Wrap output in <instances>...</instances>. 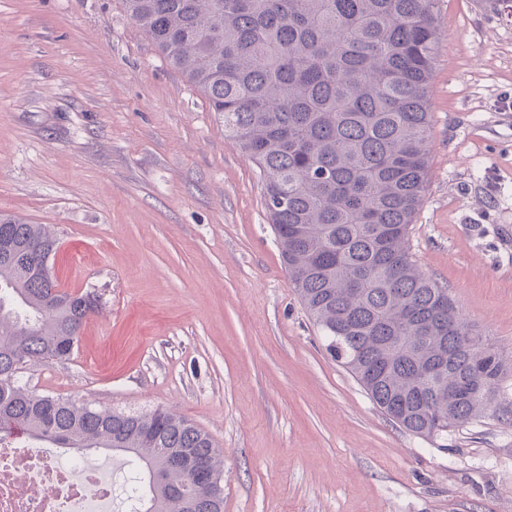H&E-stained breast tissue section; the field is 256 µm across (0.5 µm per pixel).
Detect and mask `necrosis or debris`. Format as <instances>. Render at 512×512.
<instances>
[{
    "label": "necrosis or debris",
    "instance_id": "4bbe7bcc",
    "mask_svg": "<svg viewBox=\"0 0 512 512\" xmlns=\"http://www.w3.org/2000/svg\"><path fill=\"white\" fill-rule=\"evenodd\" d=\"M0 512H139L103 464L57 448L0 443Z\"/></svg>",
    "mask_w": 512,
    "mask_h": 512
}]
</instances>
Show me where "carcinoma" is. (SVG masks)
Here are the masks:
<instances>
[{
  "label": "carcinoma",
  "mask_w": 512,
  "mask_h": 512,
  "mask_svg": "<svg viewBox=\"0 0 512 512\" xmlns=\"http://www.w3.org/2000/svg\"><path fill=\"white\" fill-rule=\"evenodd\" d=\"M126 14L224 119L265 178L288 276L336 358L406 430L431 437L497 413L508 370L413 259L429 175L436 0H123ZM56 250L43 224L0 213V234ZM97 307L89 292L0 260V441L104 450L136 465L140 512H224L188 453L224 475L211 437L164 409L98 410L18 384L31 360H66Z\"/></svg>",
  "instance_id": "1"
}]
</instances>
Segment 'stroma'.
I'll list each match as a JSON object with an SVG mask.
<instances>
[{
  "instance_id": "stroma-1",
  "label": "stroma",
  "mask_w": 512,
  "mask_h": 512,
  "mask_svg": "<svg viewBox=\"0 0 512 512\" xmlns=\"http://www.w3.org/2000/svg\"><path fill=\"white\" fill-rule=\"evenodd\" d=\"M429 184L408 244L512 365V17L439 0ZM264 177L122 0H0V212L94 292L73 355L18 378L170 410L224 452V512H512L499 416L431 438L334 360L283 266Z\"/></svg>"
}]
</instances>
